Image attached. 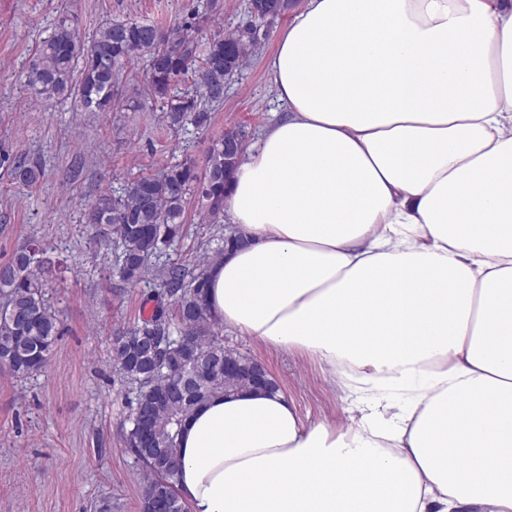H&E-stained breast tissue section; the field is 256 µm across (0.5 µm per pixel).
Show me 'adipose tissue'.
Returning a JSON list of instances; mask_svg holds the SVG:
<instances>
[{"mask_svg": "<svg viewBox=\"0 0 512 512\" xmlns=\"http://www.w3.org/2000/svg\"><path fill=\"white\" fill-rule=\"evenodd\" d=\"M287 110L224 194L215 317L318 360L355 426L279 389L186 422L190 512H512V0H300Z\"/></svg>", "mask_w": 512, "mask_h": 512, "instance_id": "adipose-tissue-1", "label": "adipose tissue"}]
</instances>
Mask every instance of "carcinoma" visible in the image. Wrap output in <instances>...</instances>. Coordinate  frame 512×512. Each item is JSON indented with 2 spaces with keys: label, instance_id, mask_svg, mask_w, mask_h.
<instances>
[{
  "label": "carcinoma",
  "instance_id": "1",
  "mask_svg": "<svg viewBox=\"0 0 512 512\" xmlns=\"http://www.w3.org/2000/svg\"><path fill=\"white\" fill-rule=\"evenodd\" d=\"M293 0H249V20L237 31L198 34L211 18L195 9L172 26L114 19L101 24L92 43L79 34L77 17L62 12L41 41L26 71L25 85L45 100L79 102L84 112L106 114L128 105L120 84L124 68L146 64L144 85L137 89L138 107L161 101L171 128L187 123L199 130L211 124L214 104L224 101V86L241 71L259 41L262 24L291 9ZM245 150V139L229 149L220 137L208 148L203 169L193 163L139 174L119 191L105 189L86 204L83 218L95 229L96 248L117 246L116 273L139 282L148 275L162 246L185 224L188 198L197 199L202 220L219 223L224 190ZM0 167L27 186L37 184L42 169L21 156L0 152ZM235 238H223L215 255L197 268H161L164 292L172 309L153 311L142 323L113 336L112 357L124 378L137 385L126 443L145 472L140 512H189L175 488L182 465L179 436L187 419L211 397L248 387L207 373V361L222 360L229 349L219 321L207 303L212 267ZM0 272V362L18 377L45 372L61 336V321L46 298L47 278L55 263L40 244L17 251Z\"/></svg>",
  "mask_w": 512,
  "mask_h": 512
}]
</instances>
